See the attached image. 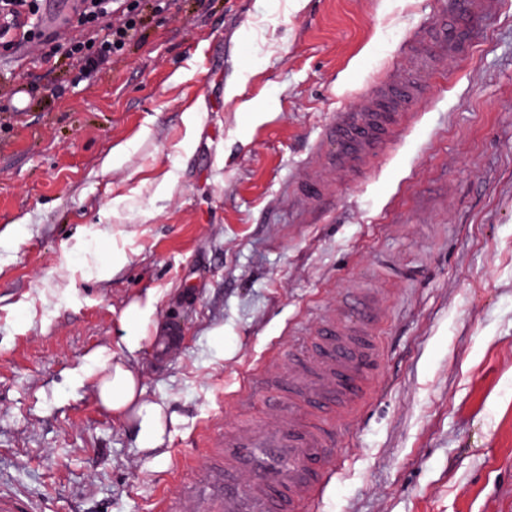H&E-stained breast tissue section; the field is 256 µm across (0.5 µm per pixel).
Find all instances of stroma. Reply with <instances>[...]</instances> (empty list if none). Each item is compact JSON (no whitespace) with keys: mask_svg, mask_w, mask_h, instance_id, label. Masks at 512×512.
Masks as SVG:
<instances>
[{"mask_svg":"<svg viewBox=\"0 0 512 512\" xmlns=\"http://www.w3.org/2000/svg\"><path fill=\"white\" fill-rule=\"evenodd\" d=\"M441 6L139 0L85 81L65 51H0V488L41 512H153L164 493L189 512L243 378L374 288L383 363L307 512H512V0L437 61L385 160L321 203L296 190L333 112ZM149 293L179 329L132 360L176 416L156 461L88 372Z\"/></svg>","mask_w":512,"mask_h":512,"instance_id":"35a3bbf8","label":"stroma"}]
</instances>
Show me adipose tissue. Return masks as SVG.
I'll return each instance as SVG.
<instances>
[{"mask_svg":"<svg viewBox=\"0 0 512 512\" xmlns=\"http://www.w3.org/2000/svg\"><path fill=\"white\" fill-rule=\"evenodd\" d=\"M156 300L133 302L122 317V334L118 346L120 356L96 353L94 361L98 376L96 391L101 406L114 419L124 423L136 448L145 454L161 457L168 428L175 421L166 403L147 399L139 372L131 368L127 357L146 346L165 349L173 338L155 324Z\"/></svg>","mask_w":512,"mask_h":512,"instance_id":"1","label":"adipose tissue"}]
</instances>
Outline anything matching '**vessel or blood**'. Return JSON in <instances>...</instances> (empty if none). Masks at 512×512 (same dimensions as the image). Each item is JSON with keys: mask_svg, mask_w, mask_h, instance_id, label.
Here are the masks:
<instances>
[{"mask_svg": "<svg viewBox=\"0 0 512 512\" xmlns=\"http://www.w3.org/2000/svg\"><path fill=\"white\" fill-rule=\"evenodd\" d=\"M500 0H448L438 20L407 41L411 67L392 63L368 84L359 104L342 107L323 129L316 159L299 184L309 200L328 195L336 175L362 178L415 120L437 59L466 55L478 25ZM382 299L357 288L327 309L297 354L272 355L234 397L250 406L262 394L265 416L238 415L208 436L209 455L224 461L221 493L204 512H306L341 458L337 419L366 398L380 368Z\"/></svg>", "mask_w": 512, "mask_h": 512, "instance_id": "obj_1", "label": "vessel or blood"}]
</instances>
